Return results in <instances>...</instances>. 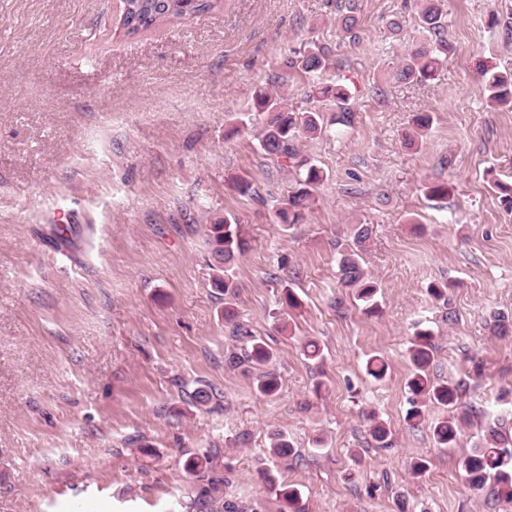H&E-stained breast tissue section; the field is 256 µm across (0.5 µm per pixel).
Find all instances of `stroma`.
<instances>
[{"label": "stroma", "mask_w": 512, "mask_h": 512, "mask_svg": "<svg viewBox=\"0 0 512 512\" xmlns=\"http://www.w3.org/2000/svg\"><path fill=\"white\" fill-rule=\"evenodd\" d=\"M121 9L0 0V512H177L202 486L184 464L204 454L245 512H279L267 470L305 512H512L458 467L490 427L512 430V336L489 332L493 313H512V213L492 188L512 184V107L478 90L483 71L512 70V0H445L450 50L425 85L392 77L426 40L414 0H357L351 39L328 0H219L130 37L115 31ZM311 40L332 47L319 80L343 79L355 118L303 139L327 178L287 230L276 213L295 172L260 149L250 107L278 72L288 108L307 107L308 78L282 66ZM417 112L434 123L409 148ZM427 183L447 197L429 199ZM227 213L247 242L234 308L276 356L271 397L224 365L206 239ZM360 223L373 227L374 314L350 295L334 306L336 243ZM438 281L453 284L447 300L427 293ZM285 286L299 309L284 311ZM419 324L435 336L432 376L468 383L475 411L454 448L429 429L442 407L420 428L405 420ZM311 339L321 363L303 354ZM373 353L390 366L380 382L365 373ZM372 412L390 447L372 440ZM277 431L294 456L271 455Z\"/></svg>", "instance_id": "obj_1"}]
</instances>
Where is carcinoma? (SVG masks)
<instances>
[{"mask_svg": "<svg viewBox=\"0 0 512 512\" xmlns=\"http://www.w3.org/2000/svg\"><path fill=\"white\" fill-rule=\"evenodd\" d=\"M216 0H127L123 5L119 27L124 34L132 35L154 28L171 18H182L202 14L214 8ZM418 4L417 23L426 33V42L407 53L400 61L393 78L400 82L424 83L436 78L441 65V55L448 51L446 40V15L443 0H416ZM337 26L342 32L354 37L358 24L356 0H334ZM331 54L328 47L309 42L302 51L288 56L285 66L293 68L308 78H314L329 68ZM280 77L274 76L272 87L260 90L254 100V111L268 114L265 125L258 131L257 139L261 150L276 158H285L295 169L294 190L288 195L287 207L278 212L285 227L304 220V213L315 199L313 192L327 178L324 170L312 160L301 155L299 139L308 136L316 138L325 133L328 126L338 124L349 126L354 121V112L349 107L350 95L342 82L332 85L311 83L308 100L330 101L336 105V118L325 120L320 109L310 106L297 111L283 107L281 96L275 90ZM480 92L492 107L512 105V71L496 72L483 76ZM433 123L429 112H417L413 115L410 131L405 133L406 145L413 147L426 137ZM500 205L506 211H512V185L493 182ZM373 229L369 224H354L350 229L352 243L339 251L338 272L342 287L349 289L359 301L365 303L366 311L377 310L376 295L378 284L365 266L363 254L371 240ZM208 245L212 257V284L224 291V321L231 326L230 334L238 345L224 354V365L231 370L242 369L247 372L260 371L257 379V391L264 396H273L279 392V376L273 368V353L269 345L254 336L242 324L236 322L237 315L231 299L239 288L234 273L235 261L244 249L240 236L238 220L226 214L216 217L209 224ZM491 334L506 337L512 334V318L499 314L493 318ZM434 335L428 328H415L407 357L412 365L406 386L411 395V407L407 410L406 421L415 428L426 421L427 407L439 405L447 416L437 421L433 436L440 448L453 447L459 440V428L454 411L465 407L462 402L466 382L436 381L429 375L428 367L434 359ZM367 373L377 380L385 378L388 364L379 355L372 356L366 363ZM370 431L374 441L380 447H388L389 429L376 415L370 416ZM271 455L284 458L294 454L292 443L283 432L271 437ZM465 473L466 481L472 488L481 490L487 482L494 485L497 498L512 504V437L498 431H491L485 442L471 449L459 461ZM264 479L270 490L281 503L280 512H304L302 493L293 484H284L270 472L264 473ZM222 481L207 480L198 495L182 505L186 512H239L237 504L224 501L220 495Z\"/></svg>", "mask_w": 512, "mask_h": 512, "instance_id": "obj_1", "label": "carcinoma"}]
</instances>
